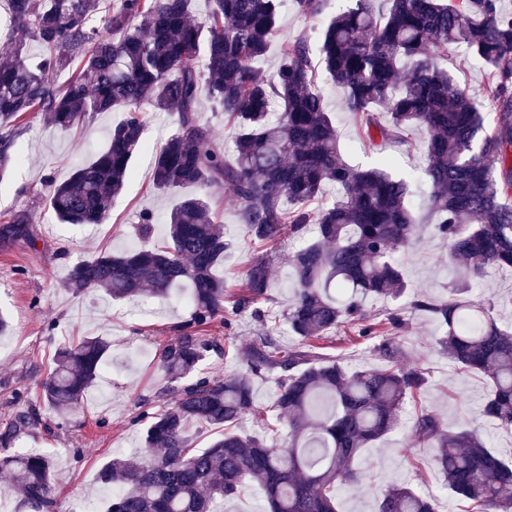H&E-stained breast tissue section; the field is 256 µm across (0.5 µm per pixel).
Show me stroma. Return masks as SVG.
Returning <instances> with one entry per match:
<instances>
[{"mask_svg":"<svg viewBox=\"0 0 512 512\" xmlns=\"http://www.w3.org/2000/svg\"><path fill=\"white\" fill-rule=\"evenodd\" d=\"M348 0H326L322 15L297 13L291 0L281 12V39L300 34L317 37L327 19L343 10ZM438 64L455 73L459 86L483 112L488 127H496L498 114L488 92L483 63L464 53L449 50ZM327 107L336 120L340 149L350 165L373 164L377 153L369 148L355 116L341 108L342 92L326 79H319ZM118 112H102L70 130L51 126L43 113L29 114L15 132V148L23 161L0 178V218L24 217L34 236L33 244L0 243V314L11 323L8 335L0 336V436L28 406L39 408L38 424L11 440L14 448H32L54 459L52 483L59 512H83L94 506L106 512L111 497L99 482L103 466L118 455L140 451L145 429L139 413L163 405L157 393L162 373L157 355L177 336V325L186 320L190 306L187 290L169 299H144L125 303L107 301L102 290L76 295L68 291L65 278L78 260L102 250L120 252L150 248L165 239V216L172 197L153 187L151 156L137 155L133 178L110 209L106 223L75 225L59 223L49 206L50 181L68 178L73 167L103 148ZM412 202L422 219L417 237L400 249L397 259L407 284V296L387 302H370L366 311L381 320L399 313L400 325L389 328L401 349L405 365L423 368L429 383L423 393L408 400L402 425L387 437L362 449L354 467L356 482L336 494L338 512H376L377 500L393 482L412 484L436 503L439 512H467V501L452 495L437 471L435 451L417 442L410 424L422 408L433 411L453 427L479 428L491 448L503 455L512 453V429H502L481 411L490 383L478 373H464L448 360L437 340V325L429 313L411 310L410 294L442 297L453 267L448 262V244L436 236L435 217L429 208L428 188L418 185ZM224 224L229 247L224 253V286L238 293L248 266L263 258L271 269V286L261 307L270 316L281 315L292 294L289 256L302 241L285 237L271 248L253 244L243 236L229 191H220L214 203ZM154 216L149 237L139 233V216ZM469 299L493 304L502 326L512 325V268L493 267L473 282ZM260 325L250 312L232 317L229 328L212 329L222 348L211 354L203 369L210 376L245 371L240 350L251 345ZM76 336H100L112 344V364L102 371L81 409L63 417L40 403V388L57 347ZM328 353L348 369L379 366L373 340L359 337L357 326L345 324L331 330L325 341Z\"/></svg>","mask_w":512,"mask_h":512,"instance_id":"1","label":"stroma"}]
</instances>
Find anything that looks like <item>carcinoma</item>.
I'll return each instance as SVG.
<instances>
[{
    "label": "carcinoma",
    "mask_w": 512,
    "mask_h": 512,
    "mask_svg": "<svg viewBox=\"0 0 512 512\" xmlns=\"http://www.w3.org/2000/svg\"><path fill=\"white\" fill-rule=\"evenodd\" d=\"M7 0L13 24L42 48L33 58L22 42L0 47V176L21 162L13 130L32 112L70 129L100 112H123L104 150L50 185L49 206L65 224H103L112 200L132 175L131 161L146 148V113L175 112L176 130L154 151L153 186L176 194L167 217L165 245L104 251L74 263L66 286L76 293L100 288L114 301L169 298L190 288L191 312L178 336L159 353L164 384L160 410L143 411L146 455L116 458L100 471L119 486L109 512H216L217 501L261 486L270 512H336V491L355 478L361 449L402 423L405 400L428 379L400 362L383 338L374 352L382 368L350 371L316 351L342 323L371 336L396 326L391 313L367 322L365 301L398 299L406 284L396 251L418 228L409 179L382 158L366 169L344 160L336 123L317 89L313 50L323 73L343 92L342 106L356 116L379 153L415 132L427 151L424 179L438 217L435 233L449 258L463 262L467 279L439 299L415 296L411 306L432 312L438 344L465 372L491 383L484 417L512 429V330L492 316L494 305L466 299L470 281L490 266L512 267V13L500 0H351L331 17L313 46L299 35L282 44L275 74L254 62L280 34L284 0H207L205 20L190 18L191 0ZM325 0H293L300 14L316 17ZM465 46L487 69L499 124L487 131L482 112L436 56ZM75 68L64 85L55 71ZM224 112L236 131L227 157L211 129L198 120L201 94ZM326 185L336 200L312 207ZM231 191L238 223L255 244L313 238L289 257L293 296L283 313L299 345L282 348L265 311L253 316L261 336L244 353L248 372L214 379L203 363L219 350L208 332L230 324L229 315L256 305L270 286L269 263L258 259L245 276L235 310L225 307L224 225L215 195ZM0 239L32 241L14 217ZM110 353L99 336L57 349L41 399L59 412L84 403ZM274 374L273 408L288 426V445L243 435L234 426L258 409L252 377ZM332 409H319L321 401ZM211 429L212 444L193 447L192 428ZM414 438L437 449L434 462L448 489L472 501L476 512H512V456L488 448L479 429H451L422 410ZM53 459L40 452L0 448L8 472L36 512H54ZM377 512H438L413 488L392 484Z\"/></svg>",
    "instance_id": "1"
}]
</instances>
